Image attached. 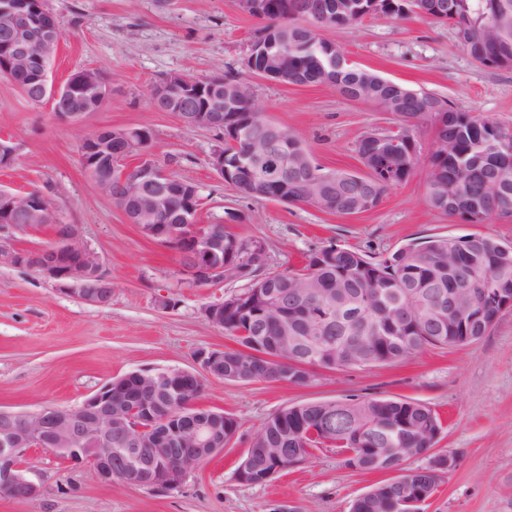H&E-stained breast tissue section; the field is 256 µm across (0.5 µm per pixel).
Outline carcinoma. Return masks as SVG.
Instances as JSON below:
<instances>
[{"label":"carcinoma","mask_w":512,"mask_h":512,"mask_svg":"<svg viewBox=\"0 0 512 512\" xmlns=\"http://www.w3.org/2000/svg\"><path fill=\"white\" fill-rule=\"evenodd\" d=\"M369 0H269L271 20L288 17V40L276 45L280 53L295 62L302 81L328 83L346 97L364 88V72L356 67L330 69L327 57L330 42L312 33L305 24L328 17L327 25L342 27L359 23L368 11H356L349 4L362 6ZM378 13L396 20L413 16L449 25L457 44L470 51L467 31L485 29L486 47L479 61L503 55L512 59V0H442L443 15L427 16L416 11L419 0H378ZM371 94L390 103L400 126L416 135L423 124L433 126L436 138L443 142L429 159L426 184L430 206L452 215L473 213L468 207L448 211L442 198L448 183L458 182L466 202L478 205L477 222L512 216V128L485 116L462 112L443 102L438 112L428 107L439 97L415 92L403 93L391 87L371 88ZM249 100L236 103L237 116L245 122L249 137L234 144L224 142V152L232 161L248 163L249 150L261 148L256 134L262 131L263 116L249 111ZM282 152L292 156L309 153L296 135L277 127ZM391 133H370L362 137L356 151L360 158L370 157L364 176L336 170V192L331 204L335 213L368 211L383 199L386 191L405 182L418 161V143L412 140L402 172L387 176L373 161L380 145L390 142ZM484 234L463 237H436L408 243L379 259L357 250L328 246L307 256L299 269H286L263 275L256 283L236 294L243 309L224 316V332L241 346L257 352L254 358L242 350L224 351V379L246 381H286L305 384L310 374L295 369L292 362L310 353L304 345L286 343L285 335H307L310 317L324 308L333 316L322 332L331 351L319 354L322 366L330 369L364 368L400 362L428 346L455 347L464 336L477 341L487 334L495 309L483 305L466 325L448 324V314L439 309L435 297L462 284L461 276L471 271L482 288H500L496 273L506 268V291L512 294V252L489 251L482 242ZM255 241L238 238L224 229V259L242 261ZM300 287L299 309L268 308L255 298L258 291H285ZM119 398L151 397V388L131 382L118 389ZM344 412L331 415L318 407L294 405L268 416L260 425L253 442L254 485L264 484L261 473L277 462L291 467L320 448H359L358 466L362 471H377L396 465L399 454H422L435 443L442 422L425 403L394 397L348 398L342 401ZM438 486L431 468H411L393 481L378 485L359 495L350 512H400L405 495L425 494L429 498Z\"/></svg>","instance_id":"cac0c4a2"}]
</instances>
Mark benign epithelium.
I'll return each mask as SVG.
<instances>
[{
  "label": "benign epithelium",
  "instance_id": "benign-epithelium-1",
  "mask_svg": "<svg viewBox=\"0 0 512 512\" xmlns=\"http://www.w3.org/2000/svg\"><path fill=\"white\" fill-rule=\"evenodd\" d=\"M240 9L256 18H266V0H238ZM31 0H0V32L8 35L9 48L4 66L19 71L40 67L35 84L20 86L22 94L33 104L50 103L64 108L60 119L79 124L94 107L104 103L110 88L95 68L78 70L65 83L56 85L49 77V65L57 56L62 28L49 30L41 26ZM246 67L251 74L283 84L300 86L297 73L288 70V57L272 54L266 41L256 38L250 45ZM224 94L227 102H237L252 93L250 81L224 80V75L207 84L195 82L186 74L166 76L151 91L154 109L173 113L188 129H206L218 133L232 143L245 135L242 124L233 113L224 114L216 98ZM152 133L146 128L121 131L106 130L100 137L86 136L81 144L82 162L92 172L96 185L112 196V182L131 186L133 203L123 204L128 223L134 224L147 238L170 245L176 244L179 272L185 282L198 285L228 279L240 280L254 265H265L266 255L258 248L251 263L224 261V225L203 224L198 219L199 189L189 180L169 174L162 166L147 158ZM138 158L134 165L128 160ZM278 162L276 178L288 182L297 170L288 164V156L277 151L252 155L257 168ZM310 172L308 184L316 187L308 206L318 209L329 205L336 184L330 177L314 169L313 160L305 163ZM271 185L267 180L243 177L236 189L241 196L266 198ZM176 192L182 200L181 223H168L167 194ZM61 223L54 199L40 190L15 193L0 189V239L16 233L53 229ZM36 269L55 282L64 292L84 302L105 306L112 300V282L100 269L98 256L83 241L78 224H67L61 233L53 234L52 244L43 248ZM478 304L472 288L456 289L448 300V318L464 322ZM235 308L232 301L212 304L205 309L207 318L224 326V312ZM203 373L182 369H142L135 372L138 380L159 391L176 393L185 398L183 425L172 424L167 447L156 438L153 428L158 422L154 403L148 400L123 402L114 398L127 376L115 378L83 402L70 409L45 408L37 413L0 410V494L29 500L40 494L21 464L24 454L41 448L54 458L93 469L99 478L110 483L170 493L181 488L188 474L201 462L224 451V414L194 420L189 409L196 407L195 394L204 377H224V351H202L199 354Z\"/></svg>",
  "mask_w": 512,
  "mask_h": 512
}]
</instances>
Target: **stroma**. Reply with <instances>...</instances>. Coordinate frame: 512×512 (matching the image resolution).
I'll list each match as a JSON object with an SVG mask.
<instances>
[{
    "instance_id": "35a3bbf8",
    "label": "stroma",
    "mask_w": 512,
    "mask_h": 512,
    "mask_svg": "<svg viewBox=\"0 0 512 512\" xmlns=\"http://www.w3.org/2000/svg\"><path fill=\"white\" fill-rule=\"evenodd\" d=\"M62 23L51 70L57 81L82 68L101 70L110 86L105 104L81 124L60 120L50 105L29 102L0 78V138L17 148L0 169V187L38 189L55 200L62 219L82 228L112 282V300L93 306L59 291L32 267L0 265V407L37 412L72 408L112 378L152 367L200 371L199 351L234 347L206 316L208 305L241 291L237 280L191 286L173 249L144 237L95 184L81 162L84 137L101 129L140 127L153 135L150 154L173 176L199 187L201 221L228 223L266 250V271L300 267L332 244L376 257L412 240L491 235L512 244V218L459 221L432 208L426 196L431 125L417 131L419 162L403 184L363 214L338 217L305 205L248 199L216 176L209 159L215 132L185 128L153 109L150 88L181 72L205 81L242 73L259 19L236 0H44ZM355 66L448 100L512 128V69L479 64L445 25L375 15L322 29ZM252 90L270 122L311 149L322 168L363 173L356 147L369 133L394 129L398 117L346 98L329 85L287 86L255 77ZM236 222H229V213ZM176 299V307L161 303ZM409 398L431 406L443 423L434 453L456 458L422 512H512V308L480 340L429 347L399 363L315 371L307 384L206 379L199 408L233 416L237 432L222 454L201 464L171 493L102 483L87 467L32 449L24 469L42 489L17 500L0 496V512H349L352 501L389 475L344 466L335 449L316 451L264 485L237 478L261 423L287 406L349 397Z\"/></svg>"
}]
</instances>
